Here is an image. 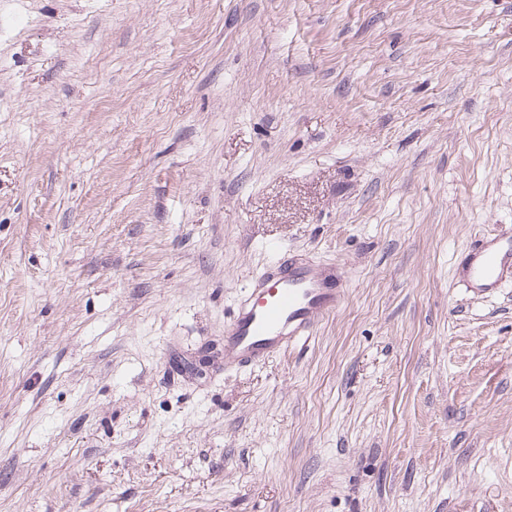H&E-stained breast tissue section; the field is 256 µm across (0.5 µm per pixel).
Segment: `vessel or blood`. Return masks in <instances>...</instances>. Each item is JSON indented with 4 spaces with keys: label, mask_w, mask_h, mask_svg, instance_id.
<instances>
[{
    "label": "vessel or blood",
    "mask_w": 512,
    "mask_h": 512,
    "mask_svg": "<svg viewBox=\"0 0 512 512\" xmlns=\"http://www.w3.org/2000/svg\"><path fill=\"white\" fill-rule=\"evenodd\" d=\"M511 267L512 233L484 237L469 253L467 286L479 295L494 293ZM345 288L333 267L277 258L245 286L224 327L225 368L259 366L306 341L341 305Z\"/></svg>",
    "instance_id": "1"
}]
</instances>
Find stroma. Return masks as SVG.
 I'll list each match as a JSON object with an SVG mask.
<instances>
[{
	"instance_id": "1",
	"label": "stroma",
	"mask_w": 512,
	"mask_h": 512,
	"mask_svg": "<svg viewBox=\"0 0 512 512\" xmlns=\"http://www.w3.org/2000/svg\"><path fill=\"white\" fill-rule=\"evenodd\" d=\"M512 0H0V512H512ZM338 268L224 366L246 282ZM512 265V234L506 229L484 237L469 253L466 282L479 295L494 293ZM345 288L333 267L277 258L244 287L224 326L225 368L259 366L306 341L341 305Z\"/></svg>"
}]
</instances>
